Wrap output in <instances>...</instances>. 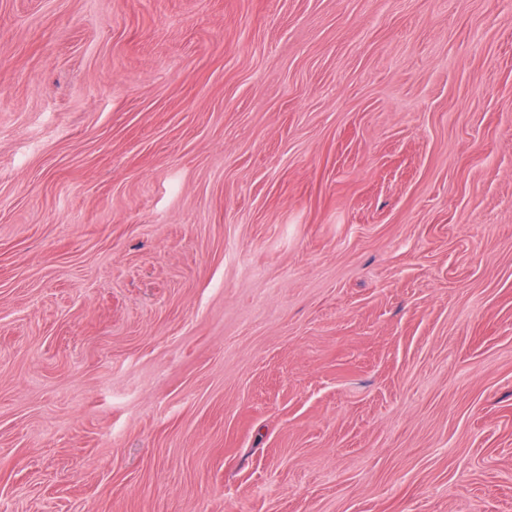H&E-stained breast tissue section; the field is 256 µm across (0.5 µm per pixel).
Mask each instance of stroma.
<instances>
[{
	"label": "stroma",
	"instance_id": "1",
	"mask_svg": "<svg viewBox=\"0 0 512 512\" xmlns=\"http://www.w3.org/2000/svg\"><path fill=\"white\" fill-rule=\"evenodd\" d=\"M0 512H512V0H0Z\"/></svg>",
	"mask_w": 512,
	"mask_h": 512
}]
</instances>
